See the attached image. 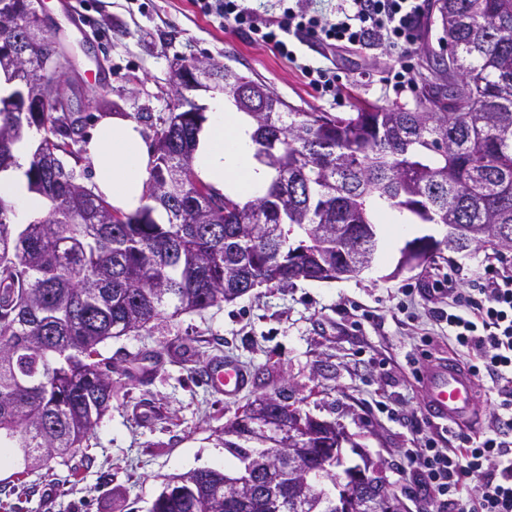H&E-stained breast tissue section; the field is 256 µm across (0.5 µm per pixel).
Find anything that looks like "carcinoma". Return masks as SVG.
Here are the masks:
<instances>
[{
    "instance_id": "1",
    "label": "carcinoma",
    "mask_w": 512,
    "mask_h": 512,
    "mask_svg": "<svg viewBox=\"0 0 512 512\" xmlns=\"http://www.w3.org/2000/svg\"><path fill=\"white\" fill-rule=\"evenodd\" d=\"M39 0H9L0 26ZM448 57L427 61L411 107L366 102L352 112H307L230 67L202 69L252 126L254 158L274 172L265 192L242 202L205 183L193 166L202 112H172L154 130L147 183L150 203L114 210L81 182L85 121L56 113L64 84L60 44L47 32L19 29L26 51L10 57L0 44V69L17 83L0 98V171L17 165L14 147L39 135L25 171L29 189L47 203L26 224L0 198V454L22 457L23 476L36 469L57 482L76 475L120 378L133 371L101 357L112 338L151 329L163 318L232 302L260 286L299 279L352 277L375 259L377 221L387 211L413 224L446 228L441 240L415 238L397 270L421 266L446 247L453 252L496 247L512 235V0H441ZM29 79L24 83L18 73ZM35 94L42 111L14 109ZM266 111H250V95ZM162 209L167 222L154 212ZM286 389L262 394L271 422L304 425L306 448L336 447V430L302 417ZM256 416L238 411L215 435L248 482L225 486L228 471L198 468L164 484L149 512H289L299 490L274 482L259 459L278 447ZM67 469L58 478L57 467ZM322 483L342 461L318 471ZM381 496L357 488L358 512Z\"/></svg>"
}]
</instances>
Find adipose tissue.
I'll list each match as a JSON object with an SVG mask.
<instances>
[{
    "instance_id": "1",
    "label": "adipose tissue",
    "mask_w": 512,
    "mask_h": 512,
    "mask_svg": "<svg viewBox=\"0 0 512 512\" xmlns=\"http://www.w3.org/2000/svg\"><path fill=\"white\" fill-rule=\"evenodd\" d=\"M251 129L230 110L223 96L210 102V119L198 135L194 167L199 177L216 190L241 200L261 195L269 182L265 168L253 158ZM16 167L0 172V198L10 202L18 223L40 214L45 200L31 192L23 167L29 159V144H16ZM84 156L93 172L95 193L103 195L114 209L130 213L147 202L146 181L152 151L141 127L117 116L102 117L84 146Z\"/></svg>"
}]
</instances>
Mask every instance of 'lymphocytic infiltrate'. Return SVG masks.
<instances>
[{
  "mask_svg": "<svg viewBox=\"0 0 512 512\" xmlns=\"http://www.w3.org/2000/svg\"><path fill=\"white\" fill-rule=\"evenodd\" d=\"M311 0H294L279 17L248 7L244 0H199L204 15L247 31L289 62L297 61L292 41L309 35L324 48L360 51L383 47L398 53L386 85L414 91L411 53L421 36L427 0H336L332 14L312 11ZM311 86L339 95L334 67L298 63ZM448 339L472 354L470 372L488 379L497 394L492 424L479 441L457 448L408 449L407 466L436 512H512V274L485 266L471 287L449 278L445 291Z\"/></svg>",
  "mask_w": 512,
  "mask_h": 512,
  "instance_id": "1",
  "label": "lymphocytic infiltrate"
}]
</instances>
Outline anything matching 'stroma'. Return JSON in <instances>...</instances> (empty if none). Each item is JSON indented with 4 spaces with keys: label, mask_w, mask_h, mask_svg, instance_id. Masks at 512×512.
<instances>
[{
    "label": "stroma",
    "mask_w": 512,
    "mask_h": 512,
    "mask_svg": "<svg viewBox=\"0 0 512 512\" xmlns=\"http://www.w3.org/2000/svg\"><path fill=\"white\" fill-rule=\"evenodd\" d=\"M59 30L60 69L65 80L92 88L85 114L98 121L103 110L127 117L168 116L178 97L169 83L172 62L211 59L258 79L289 105L336 113L360 98L381 106L413 105L414 93L395 94L385 84L395 57L380 50L339 51L330 60L342 78L343 102L312 88L294 64L271 49L201 13L195 0H43ZM300 59L325 58L311 39L297 44ZM384 242L372 267L360 277L298 280L285 288H256L235 301L177 319L149 331L107 341L103 356L123 364L143 358L149 373L118 388L112 406L91 436L93 462L66 484L32 472L34 491L21 512H147L164 482L199 467H234L214 445V434L237 409L281 386L312 415L338 420L352 439L379 461L408 512H426L428 498L405 471V449L427 439L456 448L462 435L478 437L491 423L496 395L479 385L476 413L466 429L443 428L426 413L420 377L432 363L470 361L448 341V328L433 308L442 306L450 275L461 283L486 263L512 270V250L490 248L456 253L442 250L430 263L403 272L396 266L406 237ZM412 297L414 310L402 309ZM183 338L193 340L195 362L171 356ZM231 357L247 369L265 366L262 385L235 398L214 394L195 370L214 356ZM157 416L143 422L139 403Z\"/></svg>",
    "instance_id": "1"
}]
</instances>
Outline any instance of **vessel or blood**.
<instances>
[{
    "label": "vessel or blood",
    "instance_id": "1",
    "mask_svg": "<svg viewBox=\"0 0 512 512\" xmlns=\"http://www.w3.org/2000/svg\"><path fill=\"white\" fill-rule=\"evenodd\" d=\"M205 381L216 394L232 398L247 389L250 377L238 361L227 357L208 363ZM475 388L473 376L449 362L435 364L421 377L426 410L432 418L443 422L463 423L470 420Z\"/></svg>",
    "mask_w": 512,
    "mask_h": 512
}]
</instances>
